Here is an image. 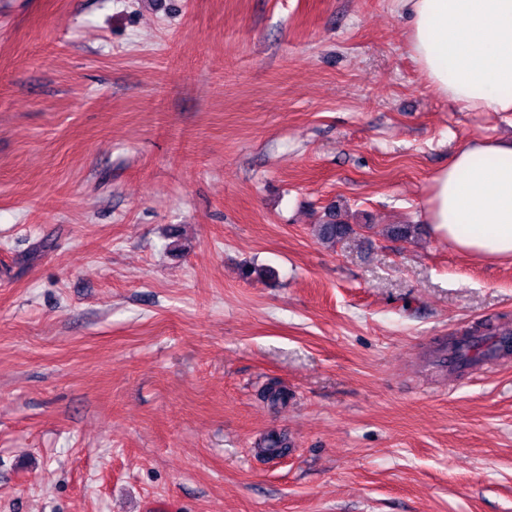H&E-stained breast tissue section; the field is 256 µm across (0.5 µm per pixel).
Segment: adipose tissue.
<instances>
[{
  "label": "adipose tissue",
  "instance_id": "obj_1",
  "mask_svg": "<svg viewBox=\"0 0 512 512\" xmlns=\"http://www.w3.org/2000/svg\"><path fill=\"white\" fill-rule=\"evenodd\" d=\"M428 85L476 112H512V0H397ZM422 216L455 251L512 260V140H468L432 177Z\"/></svg>",
  "mask_w": 512,
  "mask_h": 512
}]
</instances>
